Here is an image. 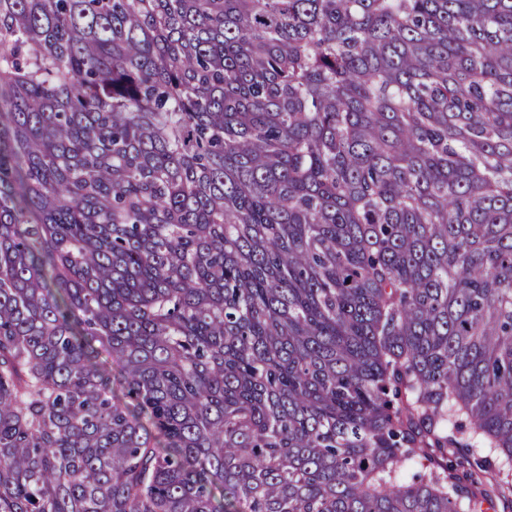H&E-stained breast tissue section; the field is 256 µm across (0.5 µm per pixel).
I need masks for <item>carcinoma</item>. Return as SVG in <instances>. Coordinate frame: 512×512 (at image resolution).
Listing matches in <instances>:
<instances>
[{
  "label": "carcinoma",
  "mask_w": 512,
  "mask_h": 512,
  "mask_svg": "<svg viewBox=\"0 0 512 512\" xmlns=\"http://www.w3.org/2000/svg\"><path fill=\"white\" fill-rule=\"evenodd\" d=\"M475 441L512 0H0V512L512 506Z\"/></svg>",
  "instance_id": "cac0c4a2"
}]
</instances>
